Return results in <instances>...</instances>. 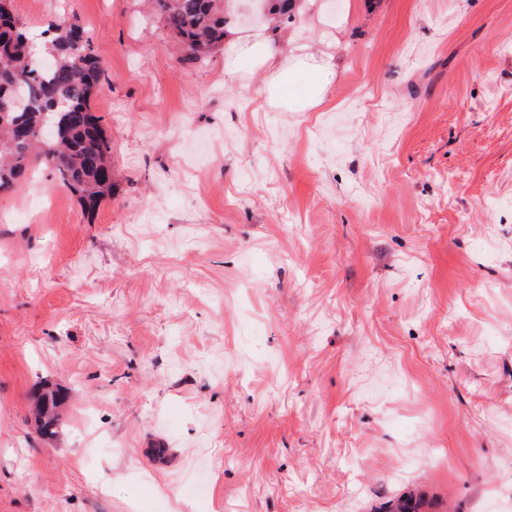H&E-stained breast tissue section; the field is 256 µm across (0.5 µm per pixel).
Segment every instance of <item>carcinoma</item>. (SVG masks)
<instances>
[{"mask_svg": "<svg viewBox=\"0 0 512 512\" xmlns=\"http://www.w3.org/2000/svg\"><path fill=\"white\" fill-rule=\"evenodd\" d=\"M183 55L198 59L224 43V0H150ZM29 36L0 0V194L15 189L39 167L75 193L88 210L112 198V141L92 114L91 98L105 87L103 62L89 33L56 22ZM53 59L48 74L41 57ZM66 393L41 388L34 401L39 433L50 438L61 426Z\"/></svg>", "mask_w": 512, "mask_h": 512, "instance_id": "obj_1", "label": "carcinoma"}]
</instances>
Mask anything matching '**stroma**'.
<instances>
[{"instance_id":"35a3bbf8","label":"stroma","mask_w":512,"mask_h":512,"mask_svg":"<svg viewBox=\"0 0 512 512\" xmlns=\"http://www.w3.org/2000/svg\"><path fill=\"white\" fill-rule=\"evenodd\" d=\"M316 3L299 112L143 0H13L88 29L114 194L0 195V512H512V0ZM307 50V48L297 50L301 53L298 56L300 61L312 74L311 81L302 90L301 94L298 95L295 91L290 90L288 75L282 69L278 70L275 83L272 85L276 97L287 102L288 98L295 99L301 102L298 105L301 109L319 105L326 101L328 78L336 70V62H334L332 55L322 53V56H317L308 53ZM308 61H312V63H308ZM65 401L66 393L61 388L43 387L37 392L34 413L43 438H50L58 433L61 426L60 409Z\"/></svg>"}]
</instances>
